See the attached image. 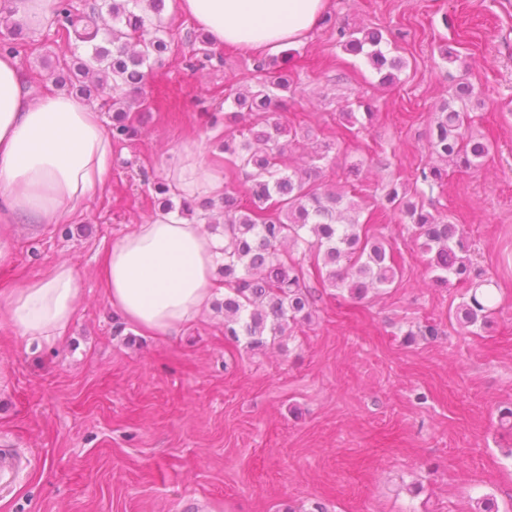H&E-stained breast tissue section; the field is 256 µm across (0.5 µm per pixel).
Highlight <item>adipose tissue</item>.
<instances>
[{"label":"adipose tissue","instance_id":"adipose-tissue-1","mask_svg":"<svg viewBox=\"0 0 512 512\" xmlns=\"http://www.w3.org/2000/svg\"><path fill=\"white\" fill-rule=\"evenodd\" d=\"M180 13L213 43L278 53L307 42L329 0H178ZM114 142L100 112L63 92L33 95L18 56L0 54V222L68 224L104 192ZM167 181L189 197H214L224 173L198 141L178 148ZM224 237L172 214L137 225L104 249L98 265L106 300L122 319L170 336L223 297L215 271ZM80 284L58 263L20 286L0 289V321L20 335L62 339Z\"/></svg>","mask_w":512,"mask_h":512}]
</instances>
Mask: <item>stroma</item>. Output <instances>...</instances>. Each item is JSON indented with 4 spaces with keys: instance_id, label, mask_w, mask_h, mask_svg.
I'll return each instance as SVG.
<instances>
[{
    "instance_id": "obj_1",
    "label": "stroma",
    "mask_w": 512,
    "mask_h": 512,
    "mask_svg": "<svg viewBox=\"0 0 512 512\" xmlns=\"http://www.w3.org/2000/svg\"><path fill=\"white\" fill-rule=\"evenodd\" d=\"M329 11L406 33L392 85L324 26L288 63L297 102L283 121L326 140L356 101L375 112L346 157L362 165L365 205L428 161L425 132L453 78L474 86L473 133L493 150L480 170L449 174L433 200L498 282L492 328L450 321L463 288L428 287L427 258L394 217L379 230L404 269L399 286L359 303L316 288L311 321L282 346L225 341L213 310L169 337L114 314L98 257L156 214L143 175L166 173L189 138L214 153L224 131L207 127L205 111L253 82L250 54L231 47L220 70L185 68L194 27L165 7L171 51L145 90L138 135L115 147L107 191L70 224H0L11 241L1 288L58 262L81 286L63 340L31 342L0 324V446L33 460L0 490V512H310L317 502L325 512H473L485 497L512 512V456L496 424L512 407V0H330ZM28 34L26 82L55 90L53 30ZM445 44L460 51L454 64L440 57ZM425 323L438 336L408 340Z\"/></svg>"
}]
</instances>
